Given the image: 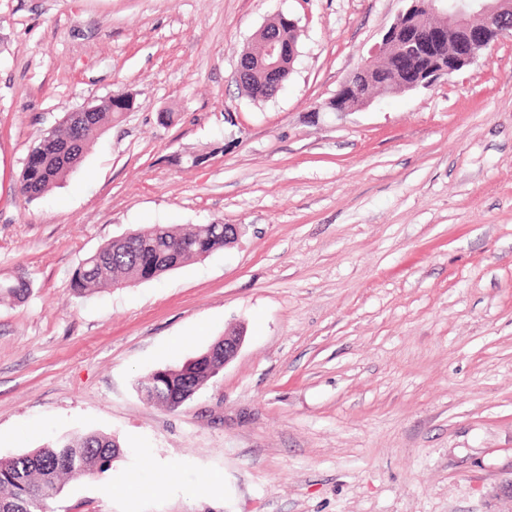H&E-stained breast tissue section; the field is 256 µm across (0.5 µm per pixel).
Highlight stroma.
I'll list each match as a JSON object with an SVG mask.
<instances>
[{"instance_id":"stroma-1","label":"stroma","mask_w":512,"mask_h":512,"mask_svg":"<svg viewBox=\"0 0 512 512\" xmlns=\"http://www.w3.org/2000/svg\"><path fill=\"white\" fill-rule=\"evenodd\" d=\"M406 0H0V457L99 431L111 470L51 512H512V37L433 86L322 111ZM283 14L276 95L238 86ZM127 117L35 199L30 149ZM174 113L173 122L161 120ZM237 224L159 278L77 295L150 224ZM244 341L169 411L137 382Z\"/></svg>"}]
</instances>
